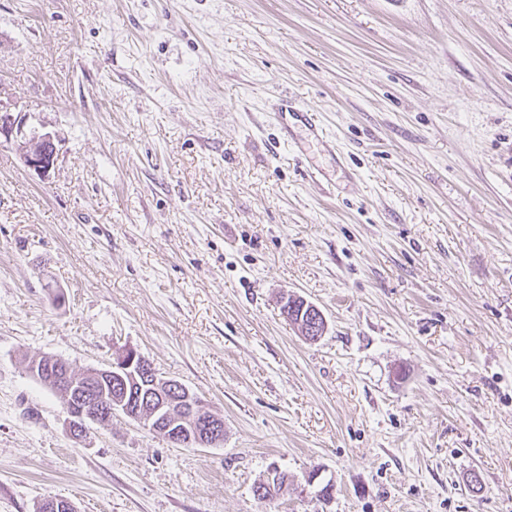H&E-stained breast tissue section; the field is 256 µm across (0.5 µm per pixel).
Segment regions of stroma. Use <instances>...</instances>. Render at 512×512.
I'll return each instance as SVG.
<instances>
[{
  "label": "stroma",
  "instance_id": "obj_1",
  "mask_svg": "<svg viewBox=\"0 0 512 512\" xmlns=\"http://www.w3.org/2000/svg\"><path fill=\"white\" fill-rule=\"evenodd\" d=\"M0 105V512H512V0H0ZM125 347L223 445L73 439L28 360ZM277 123L281 128L288 129L291 126L303 127L311 139L318 143L326 142V135L322 127L317 123L315 118L309 112L293 106L288 100H282V104L278 112H274ZM25 116L0 107V140L14 141L24 165L38 173L51 169L58 157L54 135L31 129L25 130Z\"/></svg>",
  "mask_w": 512,
  "mask_h": 512
}]
</instances>
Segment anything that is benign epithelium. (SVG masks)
<instances>
[{
  "instance_id": "obj_1",
  "label": "benign epithelium",
  "mask_w": 512,
  "mask_h": 512,
  "mask_svg": "<svg viewBox=\"0 0 512 512\" xmlns=\"http://www.w3.org/2000/svg\"><path fill=\"white\" fill-rule=\"evenodd\" d=\"M26 120L20 112L0 107V138L16 145L24 165L38 173L51 169L58 157L54 135L35 129L25 130ZM322 312L315 306L307 309L305 318L312 319L305 336L319 338L325 333L320 326ZM145 366V358L135 349H122L101 367L87 373L91 379L103 382L112 380L119 392L107 402L91 395L82 384L70 380V369L55 366V358L42 357L30 364V372L50 383L61 382L58 392L61 404L68 415L69 431L79 424H103L112 415L122 414L146 428L160 429L163 437L184 447H217L224 442L219 428L221 418L202 409L198 397L178 381L168 378L154 368L141 375L134 366ZM144 397L137 405L135 399Z\"/></svg>"
}]
</instances>
